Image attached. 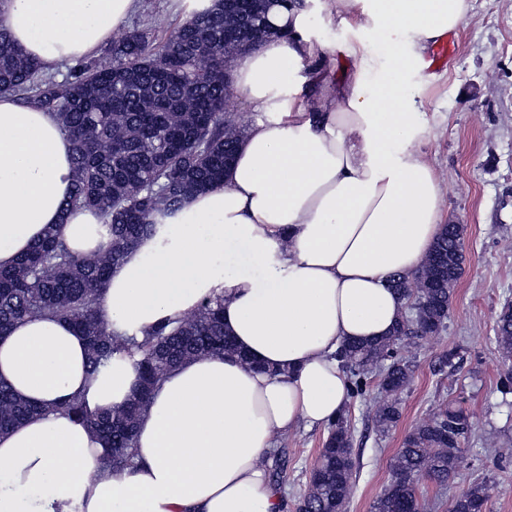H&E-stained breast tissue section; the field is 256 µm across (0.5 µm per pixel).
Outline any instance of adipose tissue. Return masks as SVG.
I'll return each mask as SVG.
<instances>
[{"instance_id": "obj_1", "label": "adipose tissue", "mask_w": 512, "mask_h": 512, "mask_svg": "<svg viewBox=\"0 0 512 512\" xmlns=\"http://www.w3.org/2000/svg\"><path fill=\"white\" fill-rule=\"evenodd\" d=\"M139 0H0V26L47 70L85 58ZM359 33L341 47L308 34L300 0L274 6L270 37L235 63L233 84L259 117L223 182L186 201L167 244L145 241L97 300L110 328L142 334L224 299L240 356L189 360L162 379L115 472L86 423L68 414L122 405L132 361L90 378L87 343L52 314L0 336V382L43 412L0 433V512H284L262 463L280 436L321 426L347 398L336 357L387 336L403 311L388 276L414 271L441 229L438 176L414 144L422 84L406 80L459 25L468 0H330ZM389 62L375 68L370 45ZM373 81H366V73ZM73 142L54 113L0 93V268L54 229L77 255L104 251L97 218L66 209ZM279 375L267 374V367Z\"/></svg>"}]
</instances>
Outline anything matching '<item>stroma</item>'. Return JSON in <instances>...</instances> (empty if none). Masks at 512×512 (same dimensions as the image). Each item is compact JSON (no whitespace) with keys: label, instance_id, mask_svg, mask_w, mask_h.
Wrapping results in <instances>:
<instances>
[{"label":"stroma","instance_id":"obj_1","mask_svg":"<svg viewBox=\"0 0 512 512\" xmlns=\"http://www.w3.org/2000/svg\"><path fill=\"white\" fill-rule=\"evenodd\" d=\"M469 3L455 29V56L430 73L433 86L419 115L426 131L417 144L441 181L443 223L464 227V272L445 329L402 350L414 374L401 396L400 421L377 430L380 396L374 390L345 403L358 462L346 512H371L405 435L452 399L473 414L475 430L455 483H424L427 512H448L454 494L480 481L508 486L488 508L512 512V403L503 404L496 390L501 363L494 342L496 316L512 301V0ZM309 8L311 38L333 46L355 39L354 31L331 19L324 0H311ZM446 351L456 352L459 363L442 374L435 363ZM326 436V427H300L266 456L286 501L304 490Z\"/></svg>","mask_w":512,"mask_h":512}]
</instances>
